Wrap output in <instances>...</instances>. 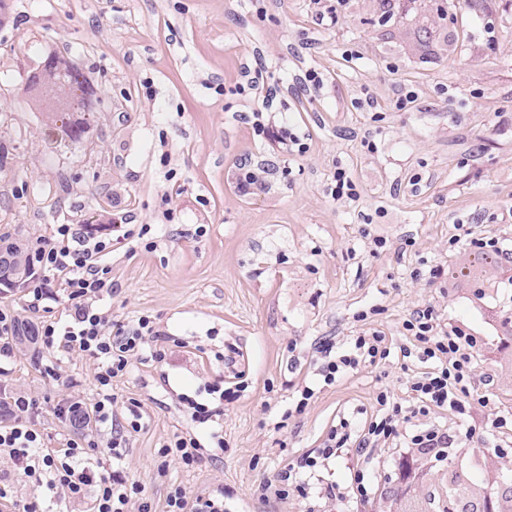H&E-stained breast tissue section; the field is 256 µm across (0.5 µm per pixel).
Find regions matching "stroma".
Returning a JSON list of instances; mask_svg holds the SVG:
<instances>
[{
	"mask_svg": "<svg viewBox=\"0 0 512 512\" xmlns=\"http://www.w3.org/2000/svg\"><path fill=\"white\" fill-rule=\"evenodd\" d=\"M312 11L311 0H264L258 11L243 0H0V88L10 91L0 99V236L27 247L53 225L108 224L119 211L151 227L153 249L113 253L117 288L106 300L115 320L147 315L169 337L162 361H133L112 384L117 413L135 402L146 416L123 461L143 488L129 512L144 502L161 512L177 485L223 496L232 512H303L299 501L265 505L252 492L282 460L317 447L339 416L364 418L378 391L404 396L418 370L390 355L298 415L293 387L311 372L315 342L374 327L402 344L404 321L424 303L468 317L469 289L451 298L411 272L458 271L448 251L458 222L487 235L512 227V16L459 0L456 39L428 55L418 20L379 25L375 0H349L330 30ZM56 49L101 72L91 146L48 150V115L24 89L28 67ZM311 67L324 86L300 93ZM252 82L254 109L233 92ZM403 86L418 92L415 107L364 110L366 97L387 101ZM257 110L290 113L311 136L308 152L267 153ZM368 134L371 150L361 145ZM245 160L261 186L242 197L234 174ZM339 168L359 201L328 195ZM377 237L390 250L376 251ZM60 365L74 386L43 376L21 345L0 374L40 404L38 426L55 448L69 431L53 406L71 396L90 405L97 392L86 357ZM235 369L245 387L224 407L219 444L181 398L210 403V388ZM178 434L205 439L194 467L161 453ZM447 479V463H433L408 493L380 497L382 512H427L429 491ZM0 482L10 487L0 512H22L37 494L3 453Z\"/></svg>",
	"mask_w": 512,
	"mask_h": 512,
	"instance_id": "obj_1",
	"label": "stroma"
}]
</instances>
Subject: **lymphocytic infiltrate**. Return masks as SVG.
<instances>
[{
    "mask_svg": "<svg viewBox=\"0 0 512 512\" xmlns=\"http://www.w3.org/2000/svg\"><path fill=\"white\" fill-rule=\"evenodd\" d=\"M450 246L466 244L472 255L490 257L497 265V279L488 289L474 292L469 303L479 310L512 290V237L479 235L460 223ZM109 237L54 225L36 239L27 252L28 277L24 283L26 311L38 318L36 334L46 351L85 356L95 366L97 399L93 413L98 426L110 429L106 442L114 462L112 470L96 469L88 457L92 443L73 434L62 448H49L37 426L39 406L32 398L0 386V405L14 415L12 425L0 428V451L27 477L46 476V487L55 500L80 497L94 489L92 512H127L132 496L142 494L138 482L121 469L127 435L141 431L142 415L130 408L120 421L113 406L115 378L124 376L133 357L144 354L160 360L168 336L150 317L134 323L113 320L102 307L112 294L110 258L114 251L132 245L147 234V226L113 225ZM409 336L401 345L403 360L422 364L407 385L408 399L400 401L390 391H379L374 410L363 424L340 418L318 447L289 458L273 480L259 484V501H284L295 497L308 505L307 512H368L378 495L377 475L393 456H410L419 464L443 461L460 446L454 425L467 423L486 458H499L502 437L512 431V413L499 409L490 391L492 372H479L488 334L471 320L441 317L433 306L416 308L404 322ZM314 377L297 391L296 411H304L317 392L335 385L344 375L386 360L391 349L387 337L370 329L339 343L327 339L316 346ZM484 394H477V387ZM343 461L350 474L347 485L325 481L322 472L333 461Z\"/></svg>",
    "mask_w": 512,
    "mask_h": 512,
    "instance_id": "lymphocytic-infiltrate-1",
    "label": "lymphocytic infiltrate"
}]
</instances>
